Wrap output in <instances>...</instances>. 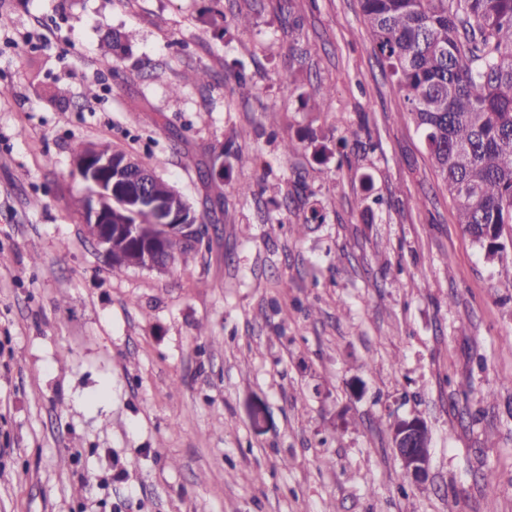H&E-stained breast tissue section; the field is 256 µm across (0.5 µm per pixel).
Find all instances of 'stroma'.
<instances>
[{
  "label": "stroma",
  "mask_w": 512,
  "mask_h": 512,
  "mask_svg": "<svg viewBox=\"0 0 512 512\" xmlns=\"http://www.w3.org/2000/svg\"><path fill=\"white\" fill-rule=\"evenodd\" d=\"M78 141L136 155L219 224L165 272H112L84 233ZM226 144L260 163L202 178ZM313 206L324 223L296 234ZM496 270L358 0H0V512H512ZM415 416L421 483L392 448Z\"/></svg>",
  "instance_id": "1"
}]
</instances>
